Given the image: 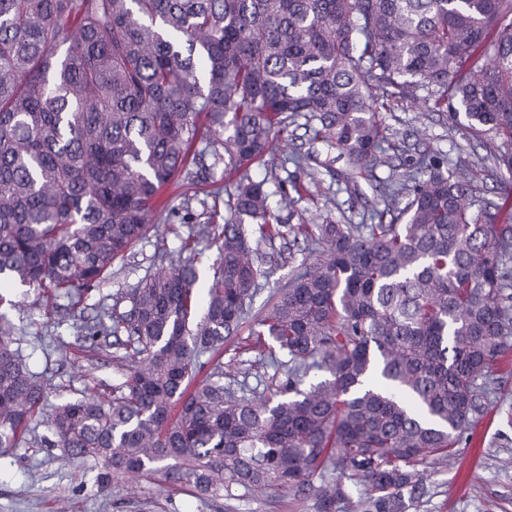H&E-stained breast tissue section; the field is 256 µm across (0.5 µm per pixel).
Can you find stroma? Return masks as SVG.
Returning a JSON list of instances; mask_svg holds the SVG:
<instances>
[{"mask_svg": "<svg viewBox=\"0 0 512 512\" xmlns=\"http://www.w3.org/2000/svg\"><path fill=\"white\" fill-rule=\"evenodd\" d=\"M374 108L398 144L385 164L366 175L350 177L345 159L337 158L323 142L314 140L304 120L289 124L287 138L275 141V164H253L247 175L263 182L268 203L286 224H311L330 219L342 224L366 223L382 202L383 182L403 172L425 153L445 160L466 151L475 159L471 170L483 197L501 200L507 191L506 173L481 164L487 150L497 148L492 135L472 136L465 117L436 109L427 90L408 98H377ZM311 155L313 176L300 180L288 157ZM303 182V196H296L295 182ZM295 197L293 207L284 200ZM160 227L164 239L147 233L130 254L112 269L99 291L85 299L75 317L55 323L48 320L43 297L29 288H10L6 305L0 306L16 327L15 339L29 354L33 371L41 373L51 394L43 406L84 395L86 390L106 391L117 377L111 351L99 353L80 338L77 328L94 314L101 298H112L152 270L159 251L179 252L192 224L221 225L228 216L223 199L205 188L168 186L159 197ZM493 390L483 413L460 437L457 452L447 467L427 470L428 494L416 512H512V355L493 364ZM93 462H70L59 449L23 443L0 456V512H314L312 501H297L280 490L265 497H244L233 503L224 499L202 502L189 486L170 485L159 476H144L112 485L105 492L96 485Z\"/></svg>", "mask_w": 512, "mask_h": 512, "instance_id": "1", "label": "stroma"}]
</instances>
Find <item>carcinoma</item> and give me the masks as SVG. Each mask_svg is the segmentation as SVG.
Here are the masks:
<instances>
[{"mask_svg":"<svg viewBox=\"0 0 512 512\" xmlns=\"http://www.w3.org/2000/svg\"><path fill=\"white\" fill-rule=\"evenodd\" d=\"M376 85L464 112L512 176V0H0V286L42 290L51 317L84 301L153 227L165 185L273 164V137L302 116L352 170L381 164ZM471 166L424 156L371 223L298 229L241 176L205 288L209 231L192 227L125 310L101 301L80 325L126 350L119 380L56 405L46 443L99 465L102 491L157 470L203 499L276 487L340 512L352 483L356 512H409L512 349V225ZM293 231L317 258L254 314L261 246ZM250 319L273 370L255 387L214 357ZM14 334L0 313L1 454L41 426L49 393Z\"/></svg>","mask_w":512,"mask_h":512,"instance_id":"cac0c4a2","label":"carcinoma"}]
</instances>
